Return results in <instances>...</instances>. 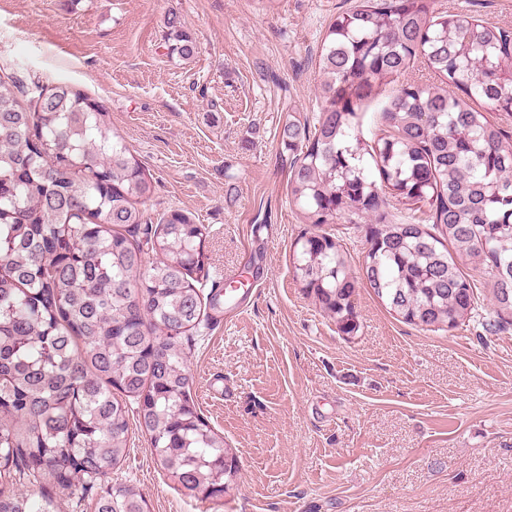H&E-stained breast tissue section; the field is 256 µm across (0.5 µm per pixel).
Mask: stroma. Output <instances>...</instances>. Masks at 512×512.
Masks as SVG:
<instances>
[{
    "label": "stroma",
    "mask_w": 512,
    "mask_h": 512,
    "mask_svg": "<svg viewBox=\"0 0 512 512\" xmlns=\"http://www.w3.org/2000/svg\"><path fill=\"white\" fill-rule=\"evenodd\" d=\"M355 0H0V77L69 83L108 112L155 185L145 215L209 227L208 281L248 277L244 310L191 337L192 396L240 460L238 487L175 489L130 429L110 482L149 512H512V323L423 331L366 288L338 333L293 276L304 229L280 130L315 125L329 23ZM512 29V0H436ZM195 43L169 54L167 20Z\"/></svg>",
    "instance_id": "1"
}]
</instances>
